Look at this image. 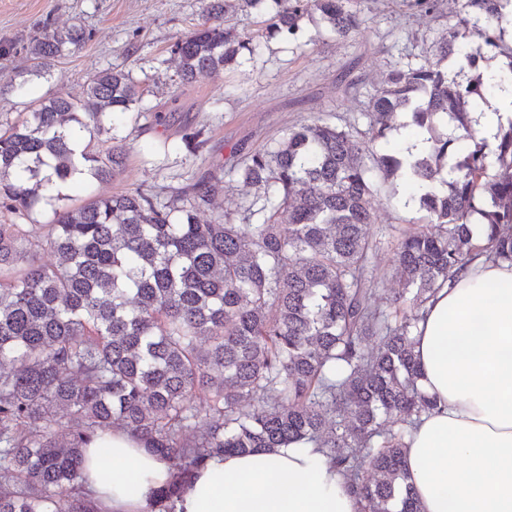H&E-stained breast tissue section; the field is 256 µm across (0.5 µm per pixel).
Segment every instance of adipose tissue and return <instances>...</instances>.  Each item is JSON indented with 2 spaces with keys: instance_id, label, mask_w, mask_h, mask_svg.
Here are the masks:
<instances>
[{
  "instance_id": "ef3b65f1",
  "label": "adipose tissue",
  "mask_w": 512,
  "mask_h": 512,
  "mask_svg": "<svg viewBox=\"0 0 512 512\" xmlns=\"http://www.w3.org/2000/svg\"><path fill=\"white\" fill-rule=\"evenodd\" d=\"M418 385L436 408L406 439L422 512H512V264L476 258L427 304L415 333ZM112 463L98 461L99 446ZM86 491L99 512H151L170 474L124 428L86 449ZM321 449L214 457L176 512H360Z\"/></svg>"
}]
</instances>
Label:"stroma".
Instances as JSON below:
<instances>
[{
  "instance_id": "35a3bbf8",
  "label": "stroma",
  "mask_w": 512,
  "mask_h": 512,
  "mask_svg": "<svg viewBox=\"0 0 512 512\" xmlns=\"http://www.w3.org/2000/svg\"><path fill=\"white\" fill-rule=\"evenodd\" d=\"M203 8L202 0H0L1 122L21 120L38 100L60 91L81 97L91 76L113 67L139 82L149 107L138 117L114 115L111 135L90 143L102 154L125 146L123 169L107 181L77 183L60 206L143 183L186 186L197 173L228 170L242 153L265 148L300 123L366 130L365 103L388 67L420 62L454 22L445 9L427 14L407 0H362L363 24L353 39H336L307 18L296 42L260 39L255 54L242 55L238 66L184 83L168 65V51L177 37L207 23ZM46 22L82 28L89 38L72 55L48 61L38 79L26 47ZM190 127L204 129L207 139L195 155L182 141ZM371 208L368 231L379 244L372 269L383 285L375 300L381 303L397 285L395 243L423 220L385 188Z\"/></svg>"
}]
</instances>
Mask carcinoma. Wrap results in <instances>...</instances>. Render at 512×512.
Here are the masks:
<instances>
[{
	"label": "carcinoma",
	"instance_id": "carcinoma-1",
	"mask_svg": "<svg viewBox=\"0 0 512 512\" xmlns=\"http://www.w3.org/2000/svg\"><path fill=\"white\" fill-rule=\"evenodd\" d=\"M448 1L455 23L432 59L386 72L366 102L367 131L302 123L247 155L239 172L258 193L238 218L197 221L216 193L209 172L167 199L142 186L50 224H0V512H99L84 448L116 424L171 466L152 512H175L213 457L300 444L323 449L362 512H421L405 439L434 402L418 387L414 330L474 255L512 263V121L492 147L474 116L504 87L479 61L512 38V0L413 6L434 13ZM235 2L206 0L215 23L171 45L182 81L254 54L252 38L220 22ZM270 2L268 38L293 43L314 15L339 40L359 32L354 0ZM88 38L44 26L26 46L33 74ZM133 110L149 111L139 83L104 69L81 98L57 93L0 130V211L24 219L77 172L115 174L124 148L78 152L71 137ZM407 126L427 132L424 154L373 150ZM398 178L414 187L404 207L414 201L436 230L397 243L402 288L383 306L370 199ZM472 224L487 225L485 238ZM46 247L51 264L38 258Z\"/></svg>",
	"mask_w": 512,
	"mask_h": 512
}]
</instances>
